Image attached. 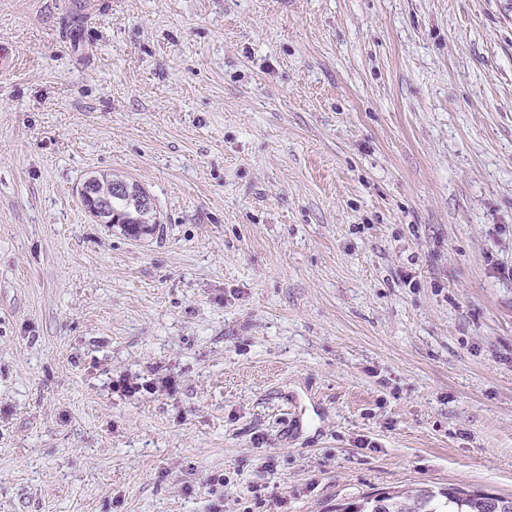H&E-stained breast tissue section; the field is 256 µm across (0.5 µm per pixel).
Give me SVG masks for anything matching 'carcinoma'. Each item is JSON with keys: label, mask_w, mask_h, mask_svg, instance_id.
Here are the masks:
<instances>
[{"label": "carcinoma", "mask_w": 512, "mask_h": 512, "mask_svg": "<svg viewBox=\"0 0 512 512\" xmlns=\"http://www.w3.org/2000/svg\"><path fill=\"white\" fill-rule=\"evenodd\" d=\"M118 180L112 177L91 176L82 184L90 193L105 194ZM120 196H112V213L116 225L127 235L137 238L157 231L158 221L149 196L138 184L124 179ZM336 512H488L485 496L460 486H450L434 491L415 488L398 491L370 493L355 502L336 505Z\"/></svg>", "instance_id": "carcinoma-1"}]
</instances>
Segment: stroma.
Segmentation results:
<instances>
[{"instance_id":"1","label":"stroma","mask_w":512,"mask_h":512,"mask_svg":"<svg viewBox=\"0 0 512 512\" xmlns=\"http://www.w3.org/2000/svg\"><path fill=\"white\" fill-rule=\"evenodd\" d=\"M0 41V512L512 496V0H0ZM115 182L125 185L123 194L112 195V192L120 193L122 190L120 186H116L109 195H100L95 198L92 196L93 217L96 220L108 221L109 226H119L127 235L134 238L154 234L159 226L158 221L154 216L149 196L137 183L117 177L114 179L112 176H91L83 182L81 189L90 193L105 194L110 191V185ZM114 214L116 223H112Z\"/></svg>"}]
</instances>
